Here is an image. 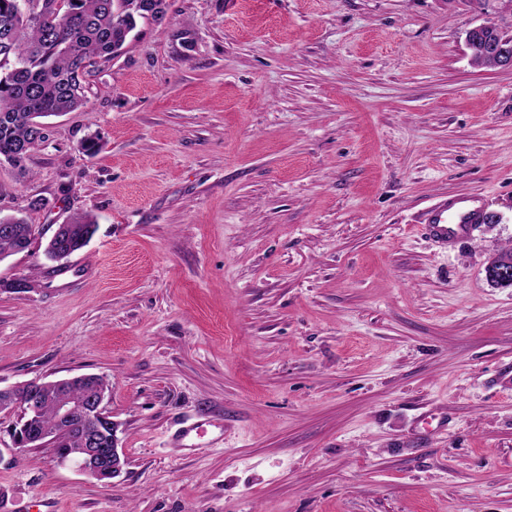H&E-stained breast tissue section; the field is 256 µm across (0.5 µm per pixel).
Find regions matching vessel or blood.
Here are the masks:
<instances>
[{"label": "vessel or blood", "mask_w": 512, "mask_h": 512, "mask_svg": "<svg viewBox=\"0 0 512 512\" xmlns=\"http://www.w3.org/2000/svg\"><path fill=\"white\" fill-rule=\"evenodd\" d=\"M485 213L478 199L463 196L452 202L440 201L423 213L421 228L425 235L439 244L470 235Z\"/></svg>", "instance_id": "obj_1"}]
</instances>
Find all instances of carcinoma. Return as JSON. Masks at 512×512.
<instances>
[{"mask_svg":"<svg viewBox=\"0 0 512 512\" xmlns=\"http://www.w3.org/2000/svg\"><path fill=\"white\" fill-rule=\"evenodd\" d=\"M56 0H0V159L26 172L28 153L44 141L41 119L73 112L86 103L85 79L100 61L117 57L138 23L148 17L163 22L168 0H71L72 12L55 8ZM477 66L495 67L484 38L469 41ZM14 234H0V260L27 248L32 226L22 219L0 218ZM76 238L93 236L94 216L82 214L66 225Z\"/></svg>","mask_w":512,"mask_h":512,"instance_id":"cac0c4a2","label":"carcinoma"}]
</instances>
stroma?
Returning a JSON list of instances; mask_svg holds the SVG:
<instances>
[{
    "mask_svg": "<svg viewBox=\"0 0 512 512\" xmlns=\"http://www.w3.org/2000/svg\"><path fill=\"white\" fill-rule=\"evenodd\" d=\"M474 0H169L0 217V385L96 374L111 485L0 420V512H512V68ZM99 135L102 148L82 153ZM476 195L495 225L419 229ZM91 214L90 243L45 247ZM487 44L483 37L473 35L469 41V50L471 52L472 61L477 66L496 67L497 61L502 67L512 68V40L510 35L502 36V38L492 45V57L487 53ZM485 213L480 201L462 196L448 203L440 201L423 212L421 228L435 242L447 246L448 240L470 235L477 224L484 222ZM5 237L4 235H11ZM0 260L27 248L32 234L31 224H27L23 219L0 218ZM3 234V235H2Z\"/></svg>",
    "mask_w": 512,
    "mask_h": 512,
    "instance_id": "stroma-1",
    "label": "stroma"
}]
</instances>
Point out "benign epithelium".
<instances>
[{
    "instance_id": "7a95c632",
    "label": "benign epithelium",
    "mask_w": 512,
    "mask_h": 512,
    "mask_svg": "<svg viewBox=\"0 0 512 512\" xmlns=\"http://www.w3.org/2000/svg\"><path fill=\"white\" fill-rule=\"evenodd\" d=\"M492 49L500 66L512 68V37H502ZM511 274L512 269L492 259L485 267V277L491 282L505 281ZM96 379L93 374H83L53 382L26 381L0 387V416L20 412L11 430L13 448L19 452L50 448L58 464H74L86 475L110 484L121 473L126 460L118 448L117 425L105 406L106 391L96 384ZM58 390L70 395L57 404L52 426L37 427V411ZM76 428L81 430L82 447H63Z\"/></svg>"
}]
</instances>
